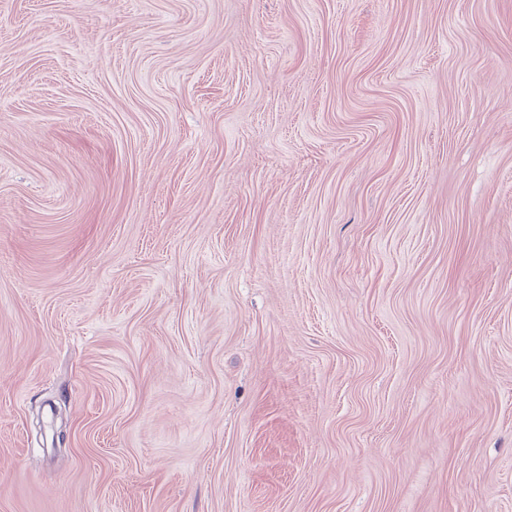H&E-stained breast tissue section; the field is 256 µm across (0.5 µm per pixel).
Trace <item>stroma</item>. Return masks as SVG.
<instances>
[{
	"instance_id": "stroma-1",
	"label": "stroma",
	"mask_w": 512,
	"mask_h": 512,
	"mask_svg": "<svg viewBox=\"0 0 512 512\" xmlns=\"http://www.w3.org/2000/svg\"><path fill=\"white\" fill-rule=\"evenodd\" d=\"M0 512H512V0H0Z\"/></svg>"
}]
</instances>
